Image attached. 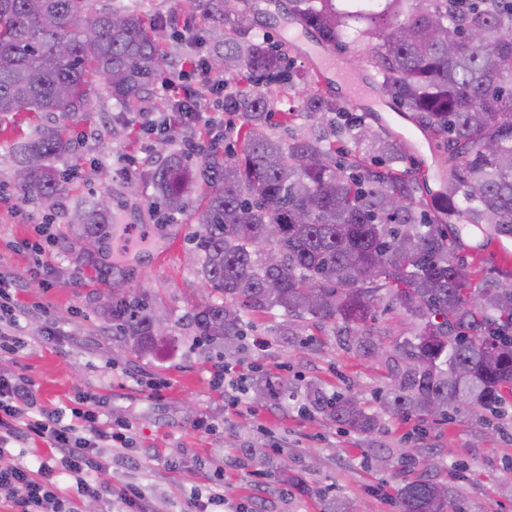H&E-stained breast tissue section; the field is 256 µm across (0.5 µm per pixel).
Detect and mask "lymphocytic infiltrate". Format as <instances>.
I'll return each mask as SVG.
<instances>
[{
    "label": "lymphocytic infiltrate",
    "instance_id": "1",
    "mask_svg": "<svg viewBox=\"0 0 512 512\" xmlns=\"http://www.w3.org/2000/svg\"><path fill=\"white\" fill-rule=\"evenodd\" d=\"M185 79L181 72H166L160 79L161 90L182 106L175 122L179 128L203 122L198 97L222 86L206 70L201 71L196 86H186ZM18 288L15 272L0 265V351L17 349L14 330L24 314L13 297ZM34 437L53 449L49 460L33 465L19 459L0 468V499L10 502L17 512H75L78 498L111 493V486L101 478L107 466L98 451L117 443L120 436L103 421L98 405L67 415L61 409L38 405L26 376L0 377V456Z\"/></svg>",
    "mask_w": 512,
    "mask_h": 512
}]
</instances>
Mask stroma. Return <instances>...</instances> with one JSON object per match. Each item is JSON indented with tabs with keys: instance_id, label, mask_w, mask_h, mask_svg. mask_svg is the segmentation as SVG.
<instances>
[{
	"instance_id": "obj_1",
	"label": "stroma",
	"mask_w": 512,
	"mask_h": 512,
	"mask_svg": "<svg viewBox=\"0 0 512 512\" xmlns=\"http://www.w3.org/2000/svg\"><path fill=\"white\" fill-rule=\"evenodd\" d=\"M137 2L146 15L174 29L185 22L191 31L204 32L212 24L185 0ZM249 3L254 33L286 43L294 68L316 70L322 53L310 39H287L283 0ZM366 100V121L402 139L428 188H435L443 143L376 92H368ZM159 101L153 92L124 112L97 84L80 116L18 112L0 119V261L23 276L19 302L46 309L42 317L21 320L18 351L0 357V375L28 376L38 401L50 407L65 410L80 395L96 396L113 429L124 431L128 442L124 448L100 449L112 492L80 500L78 512H122L118 495L129 484L143 488L149 504L162 512H184L187 502L207 501L219 489L228 512H323L328 494L349 502L354 512H397L396 490L414 477V469L400 462L377 468L367 459L362 437L321 414L302 411L301 398L257 403L242 386L259 370L300 390L313 382L330 393L349 390L370 400L392 383L391 366L349 352L328 326L315 331L309 344L284 343L279 331L286 318L277 308L250 315L248 348L240 359L224 362L216 351L195 345L187 317L206 295L186 256L200 214L192 204L153 217L154 190L143 178L157 160ZM200 109L223 113L228 129L199 125L172 134V148L183 151L193 142L235 146L242 118L225 111L223 93L205 96ZM45 125L69 127L74 139L57 162L68 184L51 207L18 196L11 158L15 141L34 137ZM91 196L111 201L117 215L112 235L124 242L120 251L101 245V262L118 265L125 288H149L162 298L173 315L175 345L161 344L150 356L117 357L112 334L96 313L108 284L58 246H49L44 270L30 275L24 242L40 239L51 211ZM474 414L465 406L445 419L388 417L380 438L414 456L440 451L439 478L462 512H512V403L479 430L473 427ZM250 445L265 449V458L243 455ZM285 457L313 494H293L276 481L274 471Z\"/></svg>"
}]
</instances>
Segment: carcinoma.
<instances>
[{
    "label": "carcinoma",
    "instance_id": "cac0c4a2",
    "mask_svg": "<svg viewBox=\"0 0 512 512\" xmlns=\"http://www.w3.org/2000/svg\"><path fill=\"white\" fill-rule=\"evenodd\" d=\"M90 2L0 0V116L76 115L98 81L125 111L147 93L176 33L131 4L93 13ZM189 2L224 26V68L239 72L224 109L243 119L238 149L211 147L197 165L170 150L147 173L168 211L208 188L191 252L201 281L221 298L193 312L197 341L239 355L246 314L278 307L287 341L306 344L307 327L329 325L350 351L376 363L397 359V380L375 411L349 390L304 391L308 409L367 438L378 467L406 459L377 439L385 415L446 417L462 405L498 412L512 400V281L458 250L475 230L477 250L512 238V0H288L294 23L326 49L357 51L383 95L446 142L428 199L416 196L425 176L407 165L402 140L380 136L348 102L321 92L318 76L294 69L281 44L258 40L229 0ZM273 82L309 89L300 107L280 112L281 123L328 117L333 137L284 143L268 134L274 108L263 87ZM70 147L54 127L13 145L23 199L54 205L64 180L56 161ZM59 218L53 242L65 250L73 235L102 243L114 222L96 199ZM384 300L414 326L391 352L369 324ZM97 309L112 340L135 354L175 340L156 335L169 316L146 289L111 288ZM250 388L266 401L291 396L287 382L258 371ZM413 466L420 474L397 488L399 512H449L452 493L437 465ZM275 478L313 492L282 468Z\"/></svg>",
    "mask_w": 512,
    "mask_h": 512
}]
</instances>
